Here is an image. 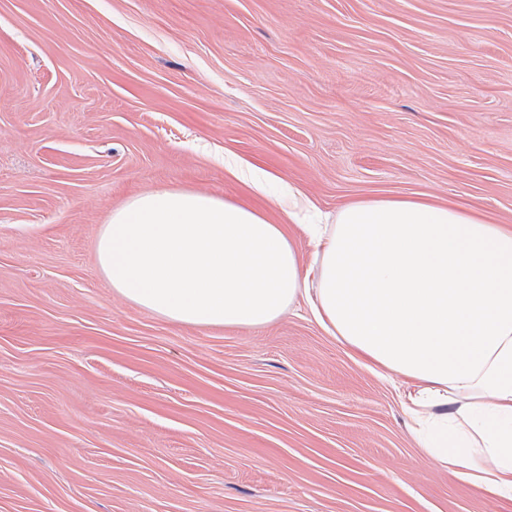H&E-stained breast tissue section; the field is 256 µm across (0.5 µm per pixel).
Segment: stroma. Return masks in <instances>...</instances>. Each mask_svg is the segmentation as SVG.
I'll return each instance as SVG.
<instances>
[{"mask_svg":"<svg viewBox=\"0 0 512 512\" xmlns=\"http://www.w3.org/2000/svg\"><path fill=\"white\" fill-rule=\"evenodd\" d=\"M429 195L512 225V0H0V512H512L305 304L167 322L95 244L135 194L288 218Z\"/></svg>","mask_w":512,"mask_h":512,"instance_id":"stroma-1","label":"stroma"}]
</instances>
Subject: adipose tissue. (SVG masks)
Here are the masks:
<instances>
[{
	"label": "adipose tissue",
	"mask_w": 512,
	"mask_h": 512,
	"mask_svg": "<svg viewBox=\"0 0 512 512\" xmlns=\"http://www.w3.org/2000/svg\"><path fill=\"white\" fill-rule=\"evenodd\" d=\"M282 225L189 190L115 209L96 242L111 287L168 322L263 328L306 301L324 331L410 381L420 448L512 500V227L427 197L362 199Z\"/></svg>",
	"instance_id": "adipose-tissue-1"
}]
</instances>
